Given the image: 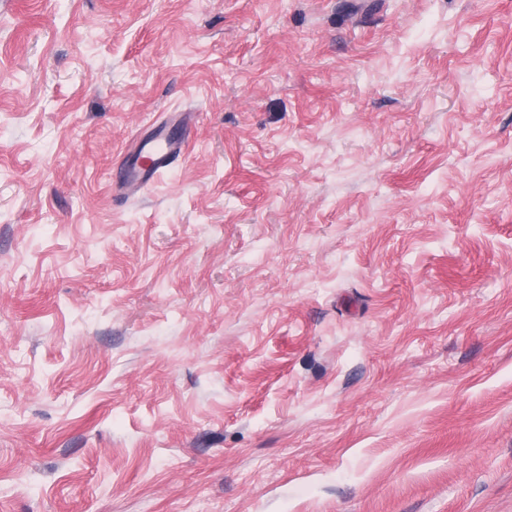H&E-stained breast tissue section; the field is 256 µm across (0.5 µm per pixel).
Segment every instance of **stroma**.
Returning a JSON list of instances; mask_svg holds the SVG:
<instances>
[{
    "label": "stroma",
    "mask_w": 512,
    "mask_h": 512,
    "mask_svg": "<svg viewBox=\"0 0 512 512\" xmlns=\"http://www.w3.org/2000/svg\"><path fill=\"white\" fill-rule=\"evenodd\" d=\"M0 512H512V0H0ZM184 134L175 138L159 130L154 135L138 141L137 147L125 166L117 171L113 180L131 185L137 190L147 186L162 169L170 166L179 156Z\"/></svg>",
    "instance_id": "35a3bbf8"
}]
</instances>
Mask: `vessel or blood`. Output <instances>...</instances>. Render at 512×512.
I'll return each instance as SVG.
<instances>
[{
  "mask_svg": "<svg viewBox=\"0 0 512 512\" xmlns=\"http://www.w3.org/2000/svg\"><path fill=\"white\" fill-rule=\"evenodd\" d=\"M182 145V139L162 131L140 140L125 166L114 174V181L138 189L147 186L177 159Z\"/></svg>",
  "mask_w": 512,
  "mask_h": 512,
  "instance_id": "vessel-or-blood-1",
  "label": "vessel or blood"
}]
</instances>
